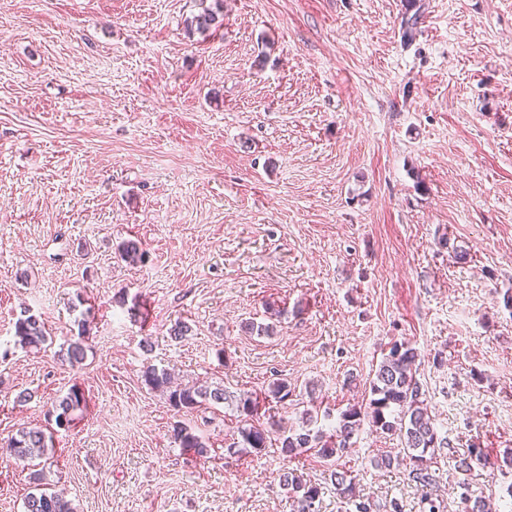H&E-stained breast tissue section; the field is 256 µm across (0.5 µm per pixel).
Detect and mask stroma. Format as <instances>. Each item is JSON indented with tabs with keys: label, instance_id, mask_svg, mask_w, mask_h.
Here are the masks:
<instances>
[{
	"label": "stroma",
	"instance_id": "obj_1",
	"mask_svg": "<svg viewBox=\"0 0 512 512\" xmlns=\"http://www.w3.org/2000/svg\"><path fill=\"white\" fill-rule=\"evenodd\" d=\"M206 8L223 23L203 32ZM508 294L512 0H0V512H25L38 468L74 512H293L286 471L350 512L314 455L228 453L235 405L176 412L143 370L236 396L287 378L269 415L318 430L368 405L402 342L448 440L439 512H466L453 456L474 446L492 465L471 487L506 512ZM26 310L44 350L15 341ZM85 317L91 348L63 364ZM75 386L89 406L56 428ZM32 426L52 434L36 466L5 449ZM354 440L335 470L357 495L423 512L400 438L365 421ZM173 438L174 442L178 444L180 448H189V450L193 451V454L196 455V457H207L209 452L207 445L200 439L199 436L194 434L186 427L179 425L174 426Z\"/></svg>",
	"mask_w": 512,
	"mask_h": 512
}]
</instances>
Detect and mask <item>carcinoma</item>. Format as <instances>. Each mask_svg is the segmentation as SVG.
<instances>
[{
	"instance_id": "cac0c4a2",
	"label": "carcinoma",
	"mask_w": 512,
	"mask_h": 512,
	"mask_svg": "<svg viewBox=\"0 0 512 512\" xmlns=\"http://www.w3.org/2000/svg\"><path fill=\"white\" fill-rule=\"evenodd\" d=\"M122 260L129 264L141 262L144 252L139 242L128 240L119 248ZM14 336L23 346L38 349L47 341L45 324L37 316L25 311L14 325ZM89 337L86 336V323H81L78 338L56 352L58 360L70 366L82 363L87 354ZM418 353L409 344H395L379 364L372 381L371 393L374 398L368 403V409L351 408L343 412L340 420L331 432L321 429L316 432L302 428L284 430L279 434L280 451L292 458L311 453L324 462H335L352 447V438L358 431L361 418H371L372 426L382 432L399 436L404 442L403 452L409 458V478L423 488L432 486L435 473L431 470L435 451L447 445L444 438L438 437L437 429L427 408L424 407L422 385L416 378ZM143 380L151 389L166 394L169 405L176 411L193 412L205 405L218 406L228 402L231 395L222 385L192 384L172 385L169 374L152 366L143 371ZM294 391L286 378L272 382L269 393L283 401ZM265 400L258 396L245 395L237 399V410L248 420L258 417ZM84 394L72 388L56 405L55 424L59 428H69L74 422L73 412L86 408ZM240 440L231 447L264 449L267 446V434L261 425L253 423L238 428ZM174 442L181 448L193 451L199 458L208 455L209 448L189 429L176 425L173 429ZM50 437L38 427H23L9 438L8 447L18 461L41 458L47 454ZM488 467L486 453L482 448H470L456 460L455 468L463 475L460 483L462 500L467 503V512H496L490 500L476 496L471 492L468 477L473 465ZM336 495L354 506V512H374L373 503L356 498L353 490L354 478L335 470L330 473ZM38 492L31 493L24 502L25 512H74L71 503L54 492L43 488L45 477L37 472L33 477ZM282 488L293 500L294 512H315V503L319 501L323 486L306 481L293 471L280 477Z\"/></svg>"
}]
</instances>
